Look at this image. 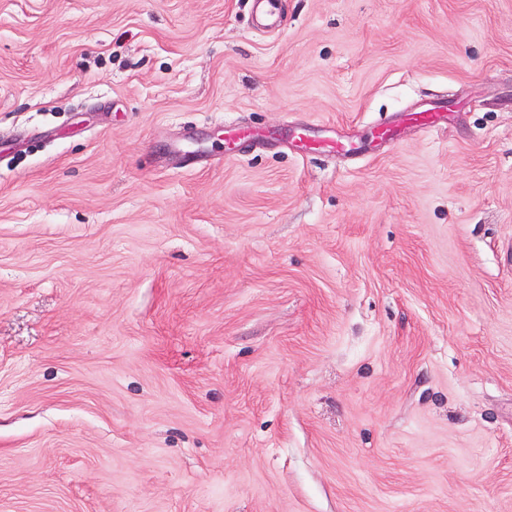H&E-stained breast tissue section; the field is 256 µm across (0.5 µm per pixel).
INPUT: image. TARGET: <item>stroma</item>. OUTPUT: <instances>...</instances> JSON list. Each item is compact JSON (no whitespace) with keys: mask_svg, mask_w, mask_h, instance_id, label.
I'll return each instance as SVG.
<instances>
[{"mask_svg":"<svg viewBox=\"0 0 512 512\" xmlns=\"http://www.w3.org/2000/svg\"><path fill=\"white\" fill-rule=\"evenodd\" d=\"M281 11L0 0V512H512V0Z\"/></svg>","mask_w":512,"mask_h":512,"instance_id":"1","label":"stroma"}]
</instances>
